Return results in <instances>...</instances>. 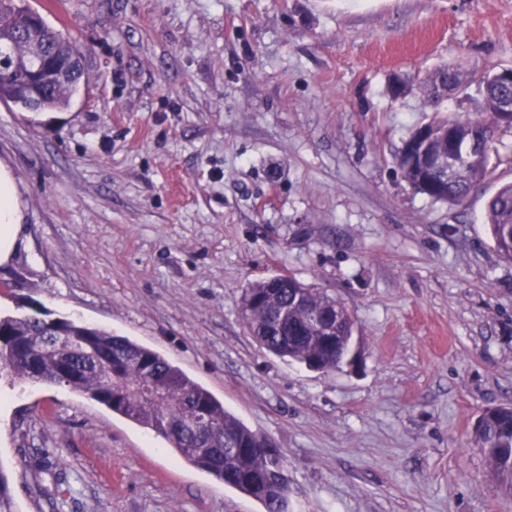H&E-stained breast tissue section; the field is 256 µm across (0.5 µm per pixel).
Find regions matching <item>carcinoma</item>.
<instances>
[{
	"label": "carcinoma",
	"mask_w": 512,
	"mask_h": 512,
	"mask_svg": "<svg viewBox=\"0 0 512 512\" xmlns=\"http://www.w3.org/2000/svg\"><path fill=\"white\" fill-rule=\"evenodd\" d=\"M32 9L21 11L15 0H0V40L17 64L0 67V100L23 112H47L70 107L81 78L43 87L37 97L25 93L29 71L25 46L16 33L32 21ZM48 49L63 55L76 47L70 36L46 26ZM463 85L461 66L443 65L417 78L427 102L438 107L448 78ZM483 99L474 113H435L425 124L432 135L448 129V144L461 151L476 136H487L489 150L474 157L453 178L439 169H424L411 161L410 141L396 158L402 178L416 191L450 206L460 204L470 189L494 177L503 157L498 144L512 129L509 116L499 111L512 99V84L504 83L498 68L479 75ZM485 223L499 256L512 263V182L500 185L490 197ZM290 276L282 283L257 281L244 289L241 317L257 343L280 358L327 370L336 368L353 335L354 321L345 306L326 292L306 284L297 287ZM339 337L326 343L325 331ZM0 343L10 349L0 355V377L66 385L165 439L174 453L225 485L254 498L264 512H287L288 477L280 451L224 410L208 389L154 350L105 329L73 320L0 315ZM476 448L487 461L495 490L512 497V406L496 413L474 431ZM0 512H16L9 476L0 468Z\"/></svg>",
	"instance_id": "obj_1"
}]
</instances>
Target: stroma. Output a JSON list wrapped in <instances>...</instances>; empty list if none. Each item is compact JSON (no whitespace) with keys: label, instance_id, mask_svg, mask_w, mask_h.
I'll list each match as a JSON object with an SVG mask.
<instances>
[{"label":"stroma","instance_id":"obj_1","mask_svg":"<svg viewBox=\"0 0 512 512\" xmlns=\"http://www.w3.org/2000/svg\"><path fill=\"white\" fill-rule=\"evenodd\" d=\"M83 51L65 111L0 101L23 245L0 314L32 308L149 347L280 448L288 512H512L474 446L512 404V265L483 222L395 165L443 64L512 67V0H25ZM411 89L391 98L394 80ZM293 275L344 302L356 367L262 348L244 288ZM17 512L62 461L64 512H262L66 386L0 380Z\"/></svg>","mask_w":512,"mask_h":512}]
</instances>
